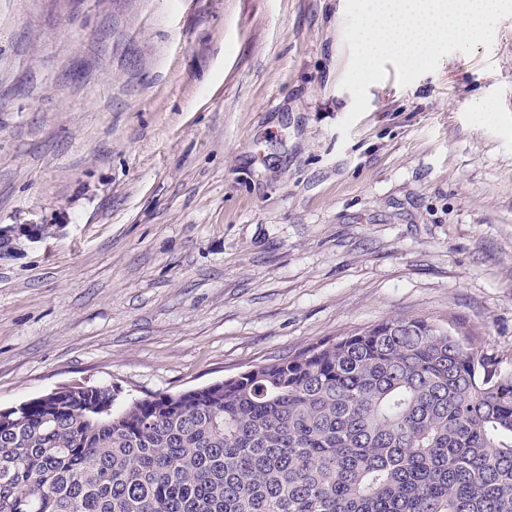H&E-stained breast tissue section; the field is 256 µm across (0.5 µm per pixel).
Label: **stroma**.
Returning <instances> with one entry per match:
<instances>
[{
  "mask_svg": "<svg viewBox=\"0 0 512 512\" xmlns=\"http://www.w3.org/2000/svg\"><path fill=\"white\" fill-rule=\"evenodd\" d=\"M345 0H0V408L384 319L512 370V17L352 107Z\"/></svg>",
  "mask_w": 512,
  "mask_h": 512,
  "instance_id": "obj_1",
  "label": "stroma"
}]
</instances>
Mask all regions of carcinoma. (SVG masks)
<instances>
[{
  "label": "carcinoma",
  "mask_w": 512,
  "mask_h": 512,
  "mask_svg": "<svg viewBox=\"0 0 512 512\" xmlns=\"http://www.w3.org/2000/svg\"><path fill=\"white\" fill-rule=\"evenodd\" d=\"M0 512H512V371L382 320L179 394L0 412Z\"/></svg>",
  "instance_id": "carcinoma-1"
}]
</instances>
